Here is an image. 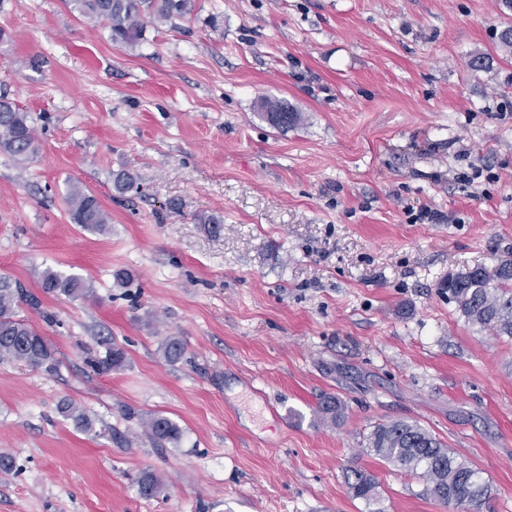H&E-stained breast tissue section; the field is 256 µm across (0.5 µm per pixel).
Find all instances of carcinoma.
<instances>
[{
	"mask_svg": "<svg viewBox=\"0 0 512 512\" xmlns=\"http://www.w3.org/2000/svg\"><path fill=\"white\" fill-rule=\"evenodd\" d=\"M77 11L94 23L110 30L112 42L133 46L144 37L147 25L157 21L181 18L191 13L193 0H72ZM261 116L272 126L284 129L296 126L301 114L286 103L264 99ZM0 152L25 161L38 152V144L29 113L15 102L0 98ZM73 223L85 230L102 231L110 223L108 213L89 190L74 184L65 197ZM42 288L48 293L66 297L83 296L90 285L73 275L48 270L42 277ZM448 298L457 303L468 322L490 328L499 336L512 338V258L498 264L489 273L483 267L448 276ZM37 304L33 297L4 274H0V364L23 362L31 367L55 371L57 359L49 342L33 329L17 312L18 304ZM183 343L176 337L162 345L165 360L176 362L184 355ZM125 353L114 345L104 355H94L87 363L100 374H108L123 366ZM341 402L334 396L320 398L317 412L323 420L334 423L341 415ZM63 417L75 427L89 433L95 420L71 399L59 405ZM146 434L157 446L179 440L178 425L163 415H153L146 422ZM368 448L402 471L424 482L423 494L459 512H470L492 498L494 486L483 479L480 471L457 458L452 449L442 444L420 425L404 420L379 424L368 436ZM352 496L371 501L376 498L377 483L373 476L355 469L348 482ZM164 491L162 480L150 470L139 479V493L146 499Z\"/></svg>",
	"mask_w": 512,
	"mask_h": 512,
	"instance_id": "cac0c4a2",
	"label": "carcinoma"
}]
</instances>
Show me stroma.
<instances>
[{"label":"stroma","instance_id":"obj_1","mask_svg":"<svg viewBox=\"0 0 512 512\" xmlns=\"http://www.w3.org/2000/svg\"><path fill=\"white\" fill-rule=\"evenodd\" d=\"M510 25L503 0H194L119 47L72 0H0V97L39 144L0 153V274L59 362L0 364V512H455L369 451L395 419L495 487L477 512H512V338L442 288L512 256ZM264 98L302 122L274 128ZM74 183L106 232L71 222ZM48 269L93 290L44 293ZM154 414L177 442L149 440ZM145 470L163 496H139ZM125 353L118 346L108 347L103 356L94 355L88 358L87 363L100 374H108L123 366ZM59 412L63 417L71 420L77 429L86 433L94 430L95 420L75 401L71 399L62 400L59 405ZM146 434L156 445L163 446L179 440L181 431L178 425L163 415H153L146 422ZM351 476L352 480L348 481V487L354 498L365 501L376 498L377 483L373 476L358 469L352 470Z\"/></svg>","mask_w":512,"mask_h":512}]
</instances>
